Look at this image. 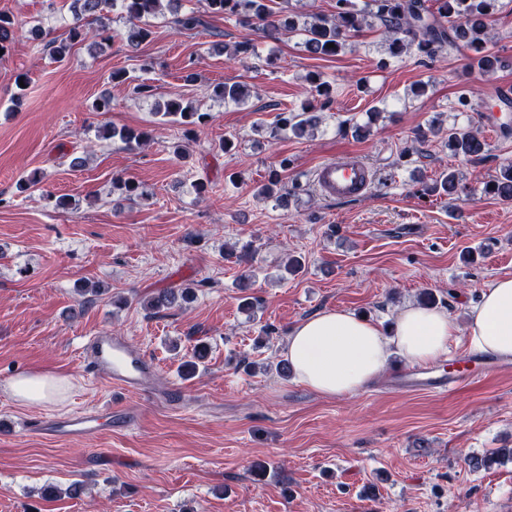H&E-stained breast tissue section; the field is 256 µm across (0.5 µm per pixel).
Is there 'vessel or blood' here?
<instances>
[{"instance_id":"vessel-or-blood-1","label":"vessel or blood","mask_w":512,"mask_h":512,"mask_svg":"<svg viewBox=\"0 0 512 512\" xmlns=\"http://www.w3.org/2000/svg\"><path fill=\"white\" fill-rule=\"evenodd\" d=\"M314 180L327 198L355 200L369 193L374 175L357 156L349 154L339 160L321 163ZM85 360L94 377L131 393L143 392L152 383L155 363L144 351L133 348L125 337L99 331L87 337L83 345ZM492 362L479 354L455 355L448 375L401 373L398 386L408 392L443 393L464 387L489 375ZM100 410L85 409L70 416L55 418L41 424L44 434L58 439L88 437L98 431Z\"/></svg>"}]
</instances>
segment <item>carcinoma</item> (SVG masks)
<instances>
[{
    "label": "carcinoma",
    "instance_id": "cac0c4a2",
    "mask_svg": "<svg viewBox=\"0 0 512 512\" xmlns=\"http://www.w3.org/2000/svg\"><path fill=\"white\" fill-rule=\"evenodd\" d=\"M429 0H370V8L357 9L351 0H337L336 13L330 16H316L312 22H299L293 15H285L275 10L274 0H207L213 14L236 15L243 24L260 29L268 37H276L281 31L297 32L304 36L307 51L316 56H335L341 52L350 35L364 27L378 22L384 27L387 50L390 56L415 54L422 59L434 60L439 50L448 47L450 51H464L485 72H494L512 65V61L491 51L488 36L493 16L499 0H436L438 7L433 9ZM120 7L127 26L123 32L131 47L138 46L150 36L146 19L163 10L174 16V23L183 30L197 28L201 21L191 12L180 14L181 0H71L72 23L69 36L58 41L50 37L39 25L29 28L32 39L40 40L49 48L57 61L64 60L72 45L88 38L109 40L112 32L101 24L104 12ZM22 27L12 15L0 13V50H7L12 35ZM334 47H329V44ZM311 98L301 104L296 111L280 119L275 130H287L296 136L318 129L321 124L319 112L333 102V87L318 72L307 77ZM246 85L238 82L220 83L211 88L213 98L235 104L245 103L248 93ZM155 112L171 122L183 127V135L190 138L196 128L208 121L209 113L202 112L196 104L181 96L169 98L156 105ZM119 137L129 149L136 150L154 141L152 132L141 129L107 130L106 137ZM442 139L453 156L472 161L485 152V141L479 133L465 128L445 129L433 124L426 130L416 133V140L425 142L429 137ZM113 186L125 191V199L135 201L142 196L139 184L131 179L117 177ZM429 191L448 196L467 195L471 189L462 184L457 173L443 171L429 187ZM484 193L503 201H512V165L499 170L495 178L485 183ZM257 194L267 199H282L289 195L280 186L278 174L270 176L267 183L257 189ZM188 288H168L152 297L147 308L159 311L172 308L178 300L188 297ZM208 356L204 344L194 346L191 355L184 360L182 367L195 372Z\"/></svg>",
    "mask_w": 512,
    "mask_h": 512
}]
</instances>
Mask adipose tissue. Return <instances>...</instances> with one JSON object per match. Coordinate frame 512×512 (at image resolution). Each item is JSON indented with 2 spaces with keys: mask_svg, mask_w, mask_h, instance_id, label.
I'll list each match as a JSON object with an SVG mask.
<instances>
[{
  "mask_svg": "<svg viewBox=\"0 0 512 512\" xmlns=\"http://www.w3.org/2000/svg\"><path fill=\"white\" fill-rule=\"evenodd\" d=\"M462 333L473 352L512 361V277L497 278L481 290L466 329H459L446 311L413 303L386 329L347 311L327 309L289 330L284 356L299 384L319 396L341 398L374 382L392 355L413 366L440 361ZM70 387L67 377L49 374H25L9 384L14 399L24 405L61 402Z\"/></svg>",
  "mask_w": 512,
  "mask_h": 512,
  "instance_id": "ef3b65f1",
  "label": "adipose tissue"
}]
</instances>
